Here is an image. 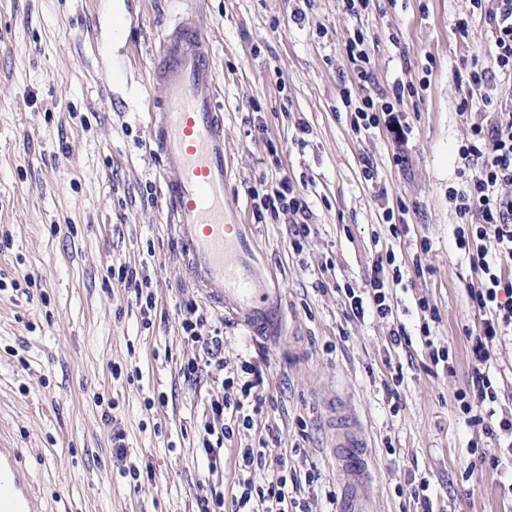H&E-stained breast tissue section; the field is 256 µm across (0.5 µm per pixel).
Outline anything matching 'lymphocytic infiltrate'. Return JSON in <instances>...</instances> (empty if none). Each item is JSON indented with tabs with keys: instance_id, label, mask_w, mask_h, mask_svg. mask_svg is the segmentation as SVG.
<instances>
[{
	"instance_id": "f902f5d3",
	"label": "lymphocytic infiltrate",
	"mask_w": 512,
	"mask_h": 512,
	"mask_svg": "<svg viewBox=\"0 0 512 512\" xmlns=\"http://www.w3.org/2000/svg\"><path fill=\"white\" fill-rule=\"evenodd\" d=\"M497 8L489 12L496 37L489 60L473 58L466 67V94L463 107L479 105L487 112L486 122L472 125L458 149L465 166L459 171L460 187L450 188L449 200L455 204L460 223L455 231L456 244L467 253L470 266L478 280L470 298L480 315L476 329L467 331L471 353L476 361L468 379V387L478 401L462 403L461 410L470 425L481 427L487 437L499 432H512V419H497V392L493 377L485 368L491 348L512 332V280H505L503 268L512 264V110H497L491 99L481 97V89L489 82L490 69H497L512 79V0H496ZM406 97V87L397 83L380 97L362 98L355 107L352 126L367 131L379 123L399 125L396 114ZM494 237L497 250L488 253L484 242ZM400 268L385 272L382 263H375L366 289L347 287L344 290L351 316L364 317L373 310L380 317L391 315L387 284L401 281ZM228 371V370H227ZM264 369L256 363L242 361L238 369L228 371L219 389L209 399L208 414L203 424L201 449L210 470L224 465V442L234 436V424L252 429L256 417L266 406L262 394ZM272 469L273 478L255 484L250 472ZM238 469L234 512H307L305 500L298 498L300 483H313L318 477L315 468L298 473L285 458L268 461L264 452L246 446L238 451Z\"/></svg>"
}]
</instances>
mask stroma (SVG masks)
I'll use <instances>...</instances> for the list:
<instances>
[{
    "label": "stroma",
    "instance_id": "stroma-1",
    "mask_svg": "<svg viewBox=\"0 0 512 512\" xmlns=\"http://www.w3.org/2000/svg\"><path fill=\"white\" fill-rule=\"evenodd\" d=\"M495 6L370 0L353 15L344 0H202L227 188L258 242L259 280H276L289 312L285 338L270 344L226 322L187 288L178 264L161 158L147 139L149 100L160 94L149 70L182 0H0V441L17 448L39 512H198L209 489L232 512L237 450L270 432L267 458L317 464L320 478L302 496L309 512H328L341 492L328 448L341 400L366 426L375 512H421L411 486L423 479L435 512H512V462L500 457L512 437L487 438L457 398L476 399L464 331L480 317L448 198L458 149L485 118L460 103L466 60L487 57L494 43L485 13ZM465 17L466 38L455 30ZM358 33L374 71L367 95L397 82L418 88L401 107L404 136L350 126L341 93L353 78L346 45ZM284 176L305 212L257 218L252 190ZM388 208L402 213L400 235ZM300 224L310 233L296 250ZM390 252L403 272L387 290L392 316L349 317L345 285L364 287ZM124 263L147 277L151 312L112 278ZM422 298L438 310L426 337ZM188 304L219 328L218 358L266 372L264 414L225 441L215 472L200 449L215 370L185 337ZM397 322L409 346H391ZM434 346L451 347L452 370L431 371ZM191 358L203 368L187 379L180 367ZM486 367L500 383L498 415L512 416V338ZM118 431L128 461L150 479L120 475ZM474 442L487 462L476 463Z\"/></svg>",
    "mask_w": 512,
    "mask_h": 512
}]
</instances>
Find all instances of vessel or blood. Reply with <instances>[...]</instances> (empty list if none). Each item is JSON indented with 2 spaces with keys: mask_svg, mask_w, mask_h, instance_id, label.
I'll list each match as a JSON object with an SVG mask.
<instances>
[{
  "mask_svg": "<svg viewBox=\"0 0 512 512\" xmlns=\"http://www.w3.org/2000/svg\"><path fill=\"white\" fill-rule=\"evenodd\" d=\"M152 79L161 89L148 138L162 158L164 192L189 282L247 335L277 341L285 312L279 289L260 285L255 243L241 207L226 190L224 121L215 107L212 50L198 13L185 11L162 38ZM333 453L344 481V512H371L370 455L360 424L331 415ZM0 448V512H37V498L18 466Z\"/></svg>",
  "mask_w": 512,
  "mask_h": 512,
  "instance_id": "vessel-or-blood-1",
  "label": "vessel or blood"
}]
</instances>
